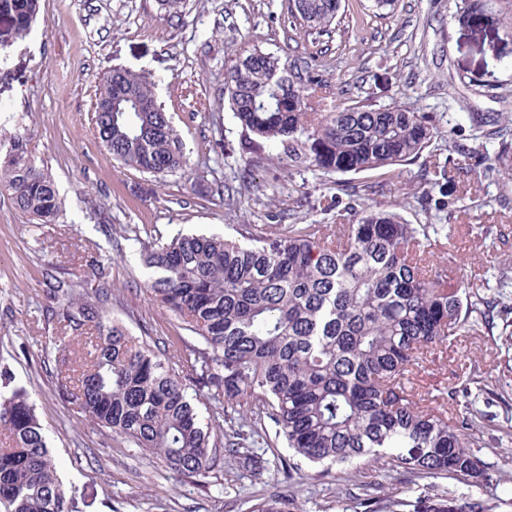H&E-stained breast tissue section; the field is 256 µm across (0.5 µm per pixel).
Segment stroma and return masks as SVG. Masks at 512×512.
<instances>
[{
    "label": "stroma",
    "instance_id": "stroma-1",
    "mask_svg": "<svg viewBox=\"0 0 512 512\" xmlns=\"http://www.w3.org/2000/svg\"><path fill=\"white\" fill-rule=\"evenodd\" d=\"M291 6L292 0H186L182 15L171 18L157 0H40L33 31L0 56V123L30 129L32 151L64 202L57 223L30 224L0 189V359L13 386L32 396L69 512H252L264 499L293 492L300 512H336L337 498L364 480L391 495L428 484L389 465L366 472L345 466L331 479L304 462L286 476L273 468L250 473L226 458L206 481H181L148 452L94 430L56 391L55 329L36 302L56 276L84 292L97 288L80 256L107 260L109 318L132 335L161 339L172 356L183 331L145 288L142 244L180 231L236 239L246 224L257 235L335 224L339 214L327 198L346 184L359 186L357 206L396 211L409 224L436 223L423 169L472 145L469 113L512 117V31L462 24L454 0H396L387 13L372 0H341L335 27L320 34L295 28ZM254 48L312 69L336 104L429 113L438 135L428 153L406 165L288 173L272 162L268 143L248 139L224 93L235 53ZM115 68L153 83L183 144L186 170L156 177L124 169L99 142L97 87ZM448 188L465 196L459 224L493 232L463 235L458 251L438 253V263L462 271L473 291L512 307V293L499 296L492 277L497 262L512 260V211L499 202L512 196V182L479 168ZM52 260L61 264L54 272ZM456 371L486 387L487 398L476 406L489 418L474 429L472 451L491 467L499 495L512 497V422L503 417L512 408V334L497 328L459 337L426 361L414 387L422 397H440Z\"/></svg>",
    "mask_w": 512,
    "mask_h": 512
}]
</instances>
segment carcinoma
Listing matches in <instances>:
<instances>
[{"instance_id": "cac0c4a2", "label": "carcinoma", "mask_w": 512, "mask_h": 512, "mask_svg": "<svg viewBox=\"0 0 512 512\" xmlns=\"http://www.w3.org/2000/svg\"><path fill=\"white\" fill-rule=\"evenodd\" d=\"M294 23L327 32L341 0H292ZM458 11L480 22L512 0H456ZM38 0H0L10 34L32 31ZM295 83L292 65L254 50L238 54L224 72V91L248 134L268 142L290 170L317 168L359 173L420 158L432 144L426 112L399 105L350 104L314 112L310 91L321 79ZM148 103L143 112H104L107 103ZM95 132L120 166L165 175L187 166L181 141L150 82L115 68L99 85ZM473 139L465 153L486 170L512 180V124L473 113ZM26 128L0 139V188L15 209L40 224H54L60 202L52 175L29 148ZM428 194L442 224H407L385 210L364 209L348 224H310L286 234L247 241L178 233L144 247L147 288L156 305L193 339L173 359L157 345L109 321L107 285L83 293L57 280L46 291L45 311L56 325L57 392L112 439L151 452L165 470L207 478L224 454L244 469L262 472L267 461L250 450L264 435L329 472L354 462H388L406 473L456 476L469 489L381 498L365 492L336 501L340 512H488L495 483L471 452V431L481 414L466 401L471 380L448 387V415L411 385L413 371L447 346L452 336L494 328L490 302L464 278L448 279L433 250L457 248L452 223L461 198L448 191V166H435ZM496 286L512 285V264L494 267ZM80 342L86 356L71 361ZM249 405L253 425L223 430L209 404ZM0 512H68L56 464L29 394L0 390ZM252 512H298L275 496Z\"/></svg>"}]
</instances>
